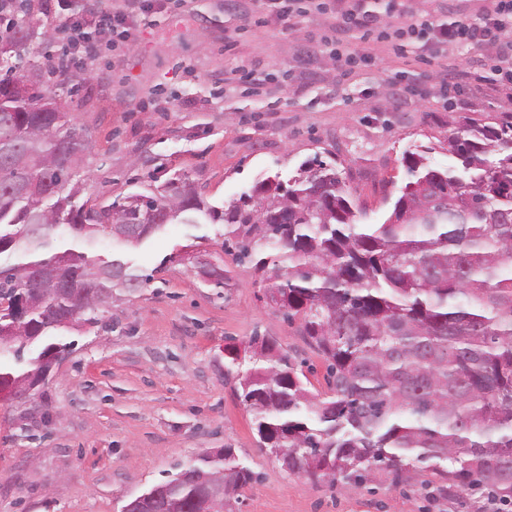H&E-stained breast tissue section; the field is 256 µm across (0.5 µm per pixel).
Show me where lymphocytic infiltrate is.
I'll return each instance as SVG.
<instances>
[{"instance_id":"f902f5d3","label":"lymphocytic infiltrate","mask_w":512,"mask_h":512,"mask_svg":"<svg viewBox=\"0 0 512 512\" xmlns=\"http://www.w3.org/2000/svg\"><path fill=\"white\" fill-rule=\"evenodd\" d=\"M345 9L336 14V52L332 60L344 80L357 76L362 65L372 59L375 45L388 43L394 55H404L417 48L422 59L434 61L448 50L470 51L495 47L486 62L494 69L501 87L512 86V0H490L481 15L458 16L440 21L406 12L401 0H382V13L368 10L364 0H346ZM140 0H126L123 10H113L109 0H100L88 16L64 18L61 30L68 38L61 48L72 70H79L90 56L89 43L81 40L84 26L100 30L121 29L129 33L139 16Z\"/></svg>"}]
</instances>
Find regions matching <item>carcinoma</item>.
<instances>
[{
    "label": "carcinoma",
    "instance_id": "carcinoma-1",
    "mask_svg": "<svg viewBox=\"0 0 512 512\" xmlns=\"http://www.w3.org/2000/svg\"><path fill=\"white\" fill-rule=\"evenodd\" d=\"M52 33L32 0H0V287L25 302L21 319L0 309V385L45 375L72 347L59 337L151 282L123 248L202 214L326 365L314 394L273 339L228 350L259 444L284 471L348 488L429 471L441 499L479 492V512H512V123L447 137V167L430 164V146L404 153L409 182L381 224L361 223L343 170L317 156L227 206L176 173L89 206V143L54 90L61 73L23 65ZM208 240L187 248L220 298L228 270ZM201 477L236 492L257 480L234 449L203 450L155 484L168 512H197Z\"/></svg>",
    "mask_w": 512,
    "mask_h": 512
}]
</instances>
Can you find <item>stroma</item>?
<instances>
[{"instance_id": "obj_1", "label": "stroma", "mask_w": 512, "mask_h": 512, "mask_svg": "<svg viewBox=\"0 0 512 512\" xmlns=\"http://www.w3.org/2000/svg\"><path fill=\"white\" fill-rule=\"evenodd\" d=\"M335 25L332 11L298 29L262 24L255 0H146L131 36H100L95 56L59 91L90 142L84 199L141 191L151 155L208 201L229 203L318 154L348 171L369 223L379 224L407 181L402 156L411 144L430 146L431 165L447 166L446 137L512 110L489 79L463 80L464 110L443 105L434 89L390 100V90L426 77L480 69L481 51L427 64L380 45L341 92L322 43ZM190 232L171 224L128 248L154 278L75 335L40 400L49 420L33 439L15 440V406L0 396V512H121L176 464L227 444L260 475L237 512H476L465 493L435 500L420 483L394 487L380 472L340 491L269 458L225 374V347H244L256 332L273 337L314 366L320 392L325 367L230 252L221 254L232 276L225 298L203 287L183 258Z\"/></svg>"}]
</instances>
